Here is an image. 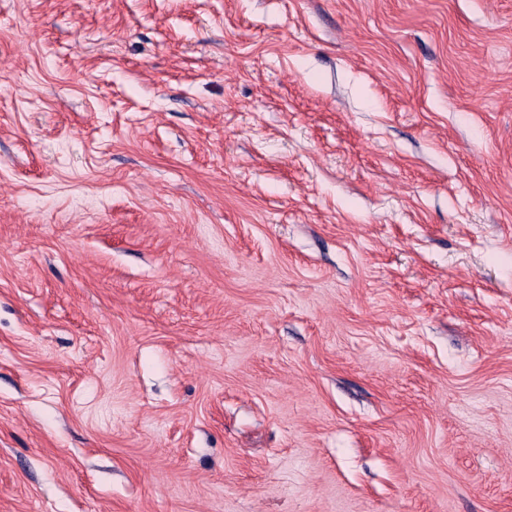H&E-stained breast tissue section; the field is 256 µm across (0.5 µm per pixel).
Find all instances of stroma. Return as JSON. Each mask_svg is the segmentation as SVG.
<instances>
[{
  "label": "stroma",
  "instance_id": "35a3bbf8",
  "mask_svg": "<svg viewBox=\"0 0 512 512\" xmlns=\"http://www.w3.org/2000/svg\"><path fill=\"white\" fill-rule=\"evenodd\" d=\"M0 512H512V0H0Z\"/></svg>",
  "mask_w": 512,
  "mask_h": 512
}]
</instances>
